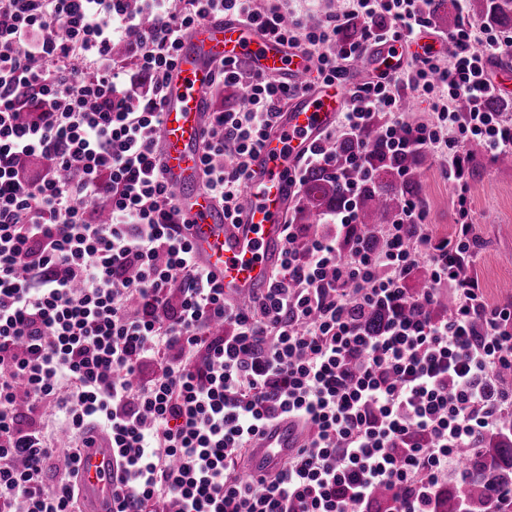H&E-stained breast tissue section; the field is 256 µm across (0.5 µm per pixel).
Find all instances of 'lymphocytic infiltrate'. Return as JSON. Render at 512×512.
Instances as JSON below:
<instances>
[{"instance_id": "lymphocytic-infiltrate-1", "label": "lymphocytic infiltrate", "mask_w": 512, "mask_h": 512, "mask_svg": "<svg viewBox=\"0 0 512 512\" xmlns=\"http://www.w3.org/2000/svg\"><path fill=\"white\" fill-rule=\"evenodd\" d=\"M423 3L347 0L318 19L280 0H0V512H80L78 462L98 434L112 449V512H436L462 449L512 413V388L490 392L512 371V300L488 302L470 271L465 150L512 154L487 70L512 37L466 20L447 35L452 53L357 85L338 121L352 149L319 143L294 171L301 184L342 162L365 169L360 134L386 113L381 146L426 151L455 184L452 236L431 233L424 203L407 198L374 246L346 248L351 184L319 229L286 225L269 288L239 306L197 263L159 175L166 79L195 22L241 17L303 47L314 83L339 84L372 42L411 43ZM353 20L361 36L340 40ZM118 42L128 58L113 55ZM213 83L245 96L210 113L200 158L205 193L233 221L295 90L240 60L217 62ZM407 95L429 115L405 120ZM422 266L427 284L412 290ZM445 295L452 308L435 314ZM286 416L308 437L274 476L244 477L254 438ZM384 487L393 506L378 501Z\"/></svg>"}]
</instances>
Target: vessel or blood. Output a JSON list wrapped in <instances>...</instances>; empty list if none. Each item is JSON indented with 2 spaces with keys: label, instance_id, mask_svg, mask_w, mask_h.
Segmentation results:
<instances>
[{
  "label": "vessel or blood",
  "instance_id": "b4317fda",
  "mask_svg": "<svg viewBox=\"0 0 512 512\" xmlns=\"http://www.w3.org/2000/svg\"><path fill=\"white\" fill-rule=\"evenodd\" d=\"M427 47L388 41L371 46L350 65L351 70L373 67L394 71L410 54ZM238 59L260 74L283 77L298 92L287 101L275 128L250 164L238 223L224 220V210L201 188L200 155L209 115L206 93L216 61ZM312 62L303 48L288 47L258 34L239 18L210 16L197 22L181 40L169 73L162 105L163 177L173 190L179 216L197 260L213 271L224 286L226 300L241 304L268 287L284 247L285 217L298 187L292 170L332 129L345 104L335 85L309 89ZM301 430L280 419L266 425L250 450L249 471L273 469L298 448ZM85 512L112 508V451L86 449L80 462Z\"/></svg>",
  "mask_w": 512,
  "mask_h": 512
}]
</instances>
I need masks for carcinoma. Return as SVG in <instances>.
Instances as JSON below:
<instances>
[{"mask_svg": "<svg viewBox=\"0 0 512 512\" xmlns=\"http://www.w3.org/2000/svg\"><path fill=\"white\" fill-rule=\"evenodd\" d=\"M468 13L491 26L512 25V0H469ZM427 154L390 155L382 150H371L368 155L366 177L354 169L341 168L333 174L314 170L305 185V198L295 220L299 224L319 223L322 209L341 203L346 183L356 181L361 187L358 199V219L364 229L363 240H375L378 226L389 221L401 198H421L418 169ZM506 428L478 434L467 449L468 462L465 483L455 491L441 495L440 512H457L461 501H466L469 512H503L512 489V446H507Z\"/></svg>", "mask_w": 512, "mask_h": 512, "instance_id": "cac0c4a2", "label": "carcinoma"}]
</instances>
